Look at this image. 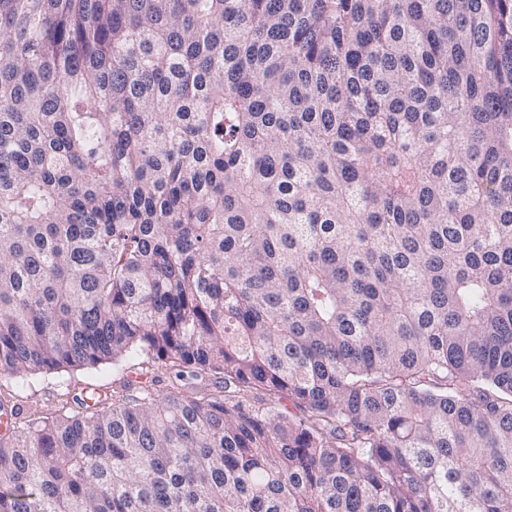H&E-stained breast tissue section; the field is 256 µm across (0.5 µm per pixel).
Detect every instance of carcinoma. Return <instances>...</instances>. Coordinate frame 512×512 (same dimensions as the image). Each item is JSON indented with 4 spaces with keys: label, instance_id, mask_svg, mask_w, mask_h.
Listing matches in <instances>:
<instances>
[{
    "label": "carcinoma",
    "instance_id": "cac0c4a2",
    "mask_svg": "<svg viewBox=\"0 0 512 512\" xmlns=\"http://www.w3.org/2000/svg\"><path fill=\"white\" fill-rule=\"evenodd\" d=\"M132 355L0 512H512V0H0V380Z\"/></svg>",
    "mask_w": 512,
    "mask_h": 512
}]
</instances>
